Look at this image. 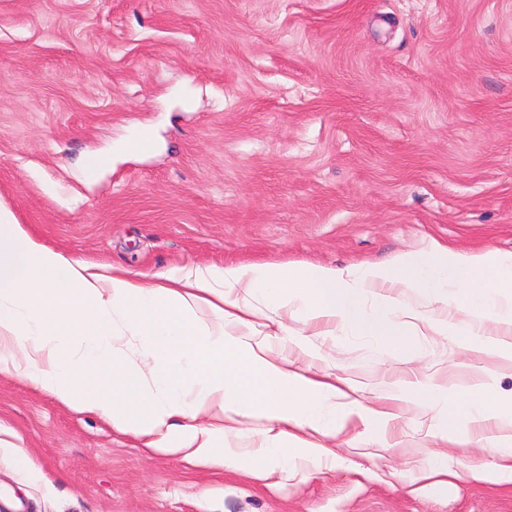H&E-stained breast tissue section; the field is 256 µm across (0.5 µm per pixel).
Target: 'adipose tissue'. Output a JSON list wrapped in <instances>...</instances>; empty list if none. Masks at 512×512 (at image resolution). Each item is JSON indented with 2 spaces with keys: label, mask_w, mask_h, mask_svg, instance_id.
<instances>
[{
  "label": "adipose tissue",
  "mask_w": 512,
  "mask_h": 512,
  "mask_svg": "<svg viewBox=\"0 0 512 512\" xmlns=\"http://www.w3.org/2000/svg\"><path fill=\"white\" fill-rule=\"evenodd\" d=\"M476 279L490 286L468 296L469 321H455L456 290ZM401 290L423 291L444 309L434 318L408 308ZM259 295L274 331L252 320ZM290 314L382 346L395 345L410 320L457 336L483 335L489 320L504 337L512 332V254L464 256L436 242L366 267L197 265L142 279L71 260L0 209V375L110 421L146 452L231 468L240 451L225 442L254 418L267 422L256 452L273 467L335 459L331 441L360 427L383 436L394 411L273 358ZM394 398L421 399L443 438L461 425L476 433L496 422L490 475L512 483V401L500 399L492 374L466 395L418 379Z\"/></svg>",
  "instance_id": "ef3b65f1"
}]
</instances>
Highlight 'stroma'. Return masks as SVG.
I'll return each instance as SVG.
<instances>
[{
  "mask_svg": "<svg viewBox=\"0 0 512 512\" xmlns=\"http://www.w3.org/2000/svg\"><path fill=\"white\" fill-rule=\"evenodd\" d=\"M0 208L136 276L512 253V0H0ZM288 336L279 356L371 401L486 369L512 394L490 343L411 326L429 344L409 360L296 317ZM396 411L387 436L338 437L335 466L259 480L255 437L218 473L0 375V512H512L511 485L474 477L482 441Z\"/></svg>",
  "mask_w": 512,
  "mask_h": 512,
  "instance_id": "stroma-1",
  "label": "stroma"
}]
</instances>
